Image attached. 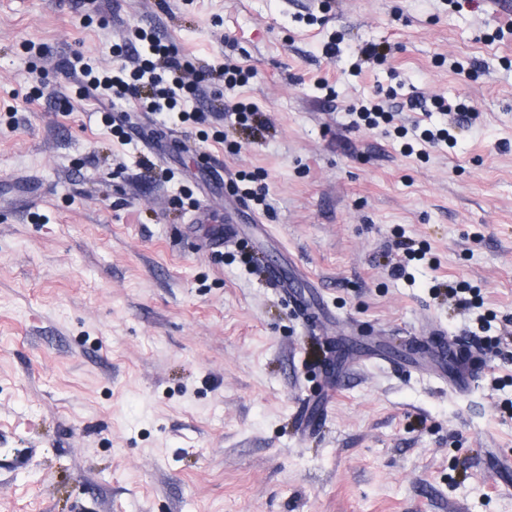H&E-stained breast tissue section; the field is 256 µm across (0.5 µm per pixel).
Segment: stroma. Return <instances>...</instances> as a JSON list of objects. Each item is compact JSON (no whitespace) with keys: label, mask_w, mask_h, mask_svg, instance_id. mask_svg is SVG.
Listing matches in <instances>:
<instances>
[{"label":"stroma","mask_w":512,"mask_h":512,"mask_svg":"<svg viewBox=\"0 0 512 512\" xmlns=\"http://www.w3.org/2000/svg\"><path fill=\"white\" fill-rule=\"evenodd\" d=\"M143 29L196 69L254 71L234 98L270 133L185 131L61 73L75 54L124 65L114 45ZM368 43L387 58L354 72ZM388 93L398 126L436 96L475 117L453 148L408 156L349 126ZM123 113L157 139L121 144L105 117ZM241 170L264 174L273 208L237 214L220 247L223 225L191 216ZM441 283L479 289L475 306ZM430 320L511 343L454 393L404 345ZM27 448L0 470V512H512V471L491 464L512 458V11L0 0V454Z\"/></svg>","instance_id":"1"}]
</instances>
